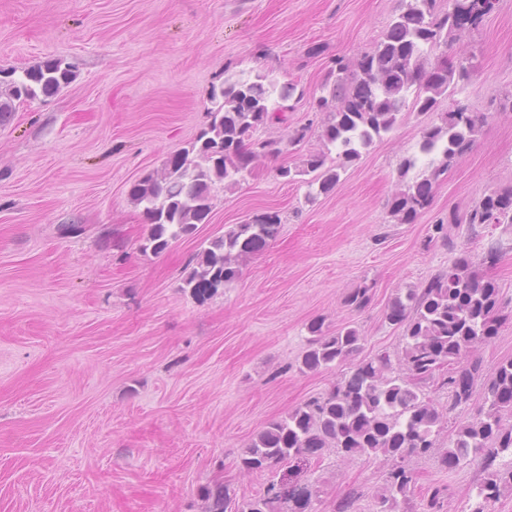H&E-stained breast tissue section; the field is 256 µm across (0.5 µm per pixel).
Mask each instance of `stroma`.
<instances>
[{
	"label": "stroma",
	"instance_id": "obj_1",
	"mask_svg": "<svg viewBox=\"0 0 512 512\" xmlns=\"http://www.w3.org/2000/svg\"><path fill=\"white\" fill-rule=\"evenodd\" d=\"M400 0H0V70L71 65L57 93L17 106L0 123V512H197L201 486L223 479L236 496L267 477L236 459L269 421L325 393L342 367L303 372L308 325L356 327L364 351L397 352L387 303L447 270L468 250L510 311L476 356L484 371L512 358V224L471 229L450 212L512 185V0L448 51L468 62L458 95L487 115L471 151L448 169L416 223L398 224L389 201L404 159L420 155L437 111L405 109L395 128L342 172L329 193L278 177L271 160L234 187L215 185L209 223L158 255L142 253L147 226L130 198L142 178L194 141L212 87L271 75L297 84L287 120L260 137H286L290 166L322 151L310 101L332 58L355 57L382 37ZM266 212L277 238L239 278L198 302L182 289L199 243ZM446 223L451 246L435 236ZM500 253L489 262V240ZM369 287L360 311L345 299ZM415 495L444 486L443 512H470L482 474L414 464ZM379 460L327 455L308 479L323 489L311 512L358 491L371 512Z\"/></svg>",
	"mask_w": 512,
	"mask_h": 512
}]
</instances>
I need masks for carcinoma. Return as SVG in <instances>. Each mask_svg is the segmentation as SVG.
Returning <instances> with one entry per match:
<instances>
[{"instance_id": "obj_1", "label": "carcinoma", "mask_w": 512, "mask_h": 512, "mask_svg": "<svg viewBox=\"0 0 512 512\" xmlns=\"http://www.w3.org/2000/svg\"><path fill=\"white\" fill-rule=\"evenodd\" d=\"M494 7L495 0H448V10L442 12L437 0H401L399 14L372 49L355 61L332 59L321 95L313 100L312 109L323 114L324 145L332 147L336 157L311 154L303 167L288 168V181L312 173L308 186L329 193L340 180V170L393 130L407 101L417 112H434L441 97L469 86L470 66L450 62L444 54L432 59L430 54L463 38ZM7 77L0 91V122L14 111L15 103L59 91L72 79V70L57 60L19 75L12 69ZM219 88L210 91L209 123L196 140L131 191L148 224L139 244L143 253L158 255L172 241L208 223L213 184L231 188L252 173L257 159L277 158L286 144L308 137V125L294 127L285 140L255 137L260 127L285 122L278 113L288 110L284 102L294 97L297 85H280L258 74L253 79H226ZM485 122L483 112L450 109L441 123L423 129L419 150L424 155L439 152L448 161L461 159ZM218 144L224 146L222 155L210 157ZM414 167L413 159L403 162L401 183L389 204L390 215L400 224L414 223L429 206L433 186L443 173L436 168L407 178ZM448 223L512 224V186L485 196L463 216L451 213ZM280 227L279 215L267 213L200 243L188 260L183 290L199 302L210 299L238 278L242 266L278 236ZM472 265L464 251L423 287L392 298L386 319L402 329L403 341L396 354L364 356V338L355 327L330 331L322 321L312 322L310 348L300 369L328 370L347 363L349 371L324 395L268 423L242 450L236 460L240 470L269 475L262 492L240 501L216 480L202 488L200 512H306L319 490L300 479V464L328 453L386 464L373 512H442L439 488L426 500H413V464L422 458L432 459L441 470L474 464L483 471L471 512H491L492 503L512 493V461L501 462L512 456V359L491 371L482 404L456 428L448 445H438L448 417L470 405L483 377L481 363L469 354L493 339L502 319L496 288L477 276Z\"/></svg>"}]
</instances>
